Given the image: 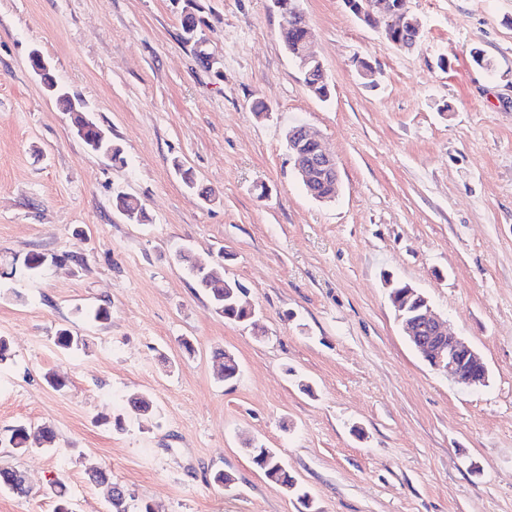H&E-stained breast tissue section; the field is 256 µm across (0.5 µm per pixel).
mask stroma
I'll return each instance as SVG.
<instances>
[{"label": "stroma", "instance_id": "stroma-1", "mask_svg": "<svg viewBox=\"0 0 512 512\" xmlns=\"http://www.w3.org/2000/svg\"><path fill=\"white\" fill-rule=\"evenodd\" d=\"M199 3L217 73L182 43L174 0H0V335L13 350L0 364V468L30 488L0 491V512H54L61 476L74 512H112L95 469L129 490L131 512H298L250 441L279 451L318 512H512V0H406L424 27L410 52L343 0H300L325 101L285 53L271 0ZM35 48L124 163L72 132L29 67ZM362 59L377 86L359 77ZM297 122L337 159L332 201L292 170ZM176 159L213 202L183 185ZM117 190L149 223L113 211ZM181 248L205 264L225 252L263 339L212 310ZM32 252L47 258L36 275ZM389 277L426 293L482 354L487 387L456 386L422 359ZM105 302L110 324L85 317ZM62 327L87 349L61 351ZM219 348L240 364L233 383L217 376ZM137 391L154 416L130 411ZM20 422L52 427L56 447L18 454L8 435ZM218 471L236 475L234 490L213 483Z\"/></svg>", "mask_w": 512, "mask_h": 512}]
</instances>
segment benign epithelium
Masks as SVG:
<instances>
[{
  "mask_svg": "<svg viewBox=\"0 0 512 512\" xmlns=\"http://www.w3.org/2000/svg\"><path fill=\"white\" fill-rule=\"evenodd\" d=\"M405 0H345L347 6L362 20H371L373 27L381 24H410L412 39L402 47L419 44L422 40L421 22L404 8ZM279 11L288 18V27L294 28L306 17L299 0H280ZM318 141V137L307 127L301 133L289 136L288 154L298 177L308 184L317 180L339 182L338 164L335 156L324 146L310 152L306 145ZM407 339L413 347L425 353L432 367L448 376L454 383L466 388L480 389L488 383V366L479 352L470 347L461 337L448 332L442 317L432 305L424 304L419 314L404 325Z\"/></svg>",
  "mask_w": 512,
  "mask_h": 512,
  "instance_id": "7a95c632",
  "label": "benign epithelium"
}]
</instances>
